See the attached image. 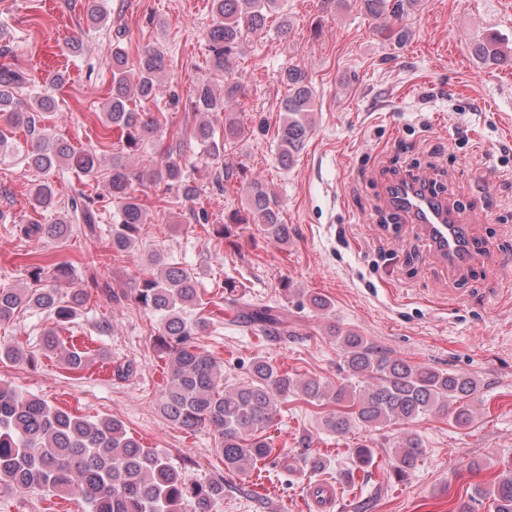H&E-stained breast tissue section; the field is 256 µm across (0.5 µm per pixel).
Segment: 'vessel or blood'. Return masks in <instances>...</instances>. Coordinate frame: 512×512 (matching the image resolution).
<instances>
[{"instance_id": "vessel-or-blood-1", "label": "vessel or blood", "mask_w": 512, "mask_h": 512, "mask_svg": "<svg viewBox=\"0 0 512 512\" xmlns=\"http://www.w3.org/2000/svg\"><path fill=\"white\" fill-rule=\"evenodd\" d=\"M388 203L405 224L421 225L437 255L456 269L476 262L484 246L470 232L465 214L434 193L428 178L406 176L390 190Z\"/></svg>"}]
</instances>
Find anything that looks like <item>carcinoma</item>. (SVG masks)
Masks as SVG:
<instances>
[{
    "mask_svg": "<svg viewBox=\"0 0 512 512\" xmlns=\"http://www.w3.org/2000/svg\"><path fill=\"white\" fill-rule=\"evenodd\" d=\"M365 12L379 16L388 0H360ZM419 0H393L396 19L413 9ZM286 0H211L212 24L206 31L212 68L224 73V92L217 93L206 83L194 90V106L201 120L193 138L206 154L224 161V179L235 170L228 147L245 133L238 123L234 104L239 80L230 72L229 58L240 51L250 34L262 30L270 15L282 18L281 30H288ZM474 53L485 63L512 64V49L492 34L474 46ZM108 66L111 87L102 118L103 139L113 132L123 145L136 152L161 128L164 113L154 114L159 82L167 66L165 54L157 47L143 49L137 62L129 61L120 43L112 44ZM61 77L32 96L22 110L20 93L27 83L24 74L10 64L0 66V115L22 125L34 143L25 150L29 168L45 174L65 167L84 176L96 175L101 167L99 153L77 150L56 138L43 120L55 110L54 90ZM288 87L282 103V119L277 130L276 155L287 165L299 152L311 131L315 97L306 69L291 65L281 73ZM224 118L222 136H217L214 121ZM153 182L163 192L175 191L177 202L192 203L200 189L186 174L181 153L172 151L152 169ZM132 172L112 164L107 180L108 193L119 210L112 225V257H124L134 247L143 227L151 223L150 212L131 190ZM29 203L36 217L15 225L18 236L26 240L68 239L81 225L94 228L98 223L95 198L78 192L67 200L64 217L43 224L40 217L56 207L53 182L40 180L29 191ZM242 224H259L269 238L288 244V225L282 223L277 194L267 184L252 181L246 187V207L216 225L218 240L234 235ZM29 275L33 286L0 287V324L14 321L24 309H38L56 322L68 323L79 315L88 299L82 290L68 302L61 301L57 288L47 284L69 277L72 267L66 261H47L29 255ZM135 300L158 317L154 348L168 357L171 373L159 400L165 419L182 429L207 428L217 439V452L224 466L239 473L252 471L273 451L266 430L280 412L288 396L299 392L308 401L328 400L337 408L323 420L334 433L345 434L356 424L365 426L415 422L425 415H446L453 410L456 424L471 421V403L478 391V380L464 372L440 370L413 364L376 348L354 330H332L343 358L345 378L336 386L310 379L301 382L266 358H254L250 380L228 386L216 358L197 345L207 330L214 312L203 314L198 282L189 269L156 250L149 255V270L136 289ZM224 303L236 310L233 322L258 331L271 340L292 335L288 314L276 307L251 303L240 293L238 283L224 279ZM0 360L35 367L37 356L19 347H0ZM63 368L72 376L86 369V352L68 349ZM423 453L414 435H407L396 448L399 470L416 468ZM0 488L21 492H41L68 497L78 496L89 512H212L213 504L224 497V478L199 481L176 467L167 454L149 448L130 436L124 426L111 417L91 421L77 414L29 397L9 385L0 384ZM476 494L490 502L493 512H512V466L502 471Z\"/></svg>",
    "mask_w": 512,
    "mask_h": 512,
    "instance_id": "carcinoma-1",
    "label": "carcinoma"
}]
</instances>
